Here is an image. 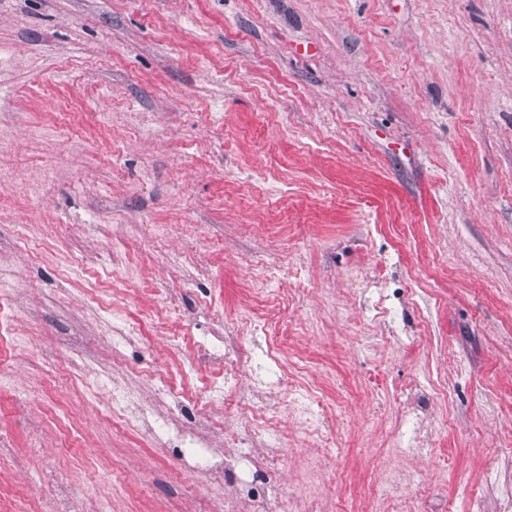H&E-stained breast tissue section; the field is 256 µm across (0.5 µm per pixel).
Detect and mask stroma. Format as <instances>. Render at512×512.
Returning a JSON list of instances; mask_svg holds the SVG:
<instances>
[{
	"label": "stroma",
	"mask_w": 512,
	"mask_h": 512,
	"mask_svg": "<svg viewBox=\"0 0 512 512\" xmlns=\"http://www.w3.org/2000/svg\"><path fill=\"white\" fill-rule=\"evenodd\" d=\"M0 303L40 335L0 349L24 459L0 465L6 512L52 493L47 455L82 512L222 499L97 413L114 382L181 381L218 324L268 376L250 320L272 307L342 407L325 503L357 512L347 486L392 467L416 512H459L488 466L512 476V0H0ZM116 318L136 329L119 356ZM184 384L161 417L203 407ZM422 384L432 451L397 453L398 395Z\"/></svg>",
	"instance_id": "35a3bbf8"
}]
</instances>
